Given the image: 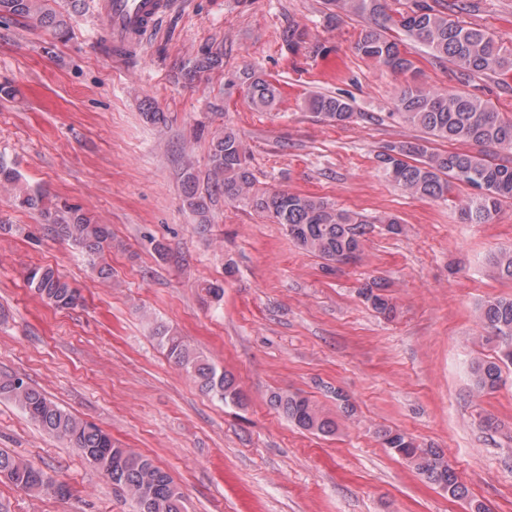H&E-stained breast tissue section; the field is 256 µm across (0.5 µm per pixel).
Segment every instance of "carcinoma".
<instances>
[{
  "label": "carcinoma",
  "mask_w": 512,
  "mask_h": 512,
  "mask_svg": "<svg viewBox=\"0 0 512 512\" xmlns=\"http://www.w3.org/2000/svg\"><path fill=\"white\" fill-rule=\"evenodd\" d=\"M336 11L354 16L363 23L355 51L377 66L396 72H408L413 63L399 49L390 32L399 30L414 37L438 59H446L466 76H486L498 70L512 69V51L500 45L482 28L462 24L447 12L423 0L409 12L393 15L387 0H333ZM1 18H30L63 38L67 21L56 11L42 6L40 0H0ZM222 66V56L204 47L185 69L191 80L201 72ZM245 87L248 103L256 112L273 110L280 97L275 83L254 69L237 73ZM309 109L324 120L342 125L352 119L351 105L342 98L316 95ZM398 116L421 128L425 136L415 141L391 142L382 147L377 160L385 176L405 192L430 199L451 200L457 183L467 184L475 193L461 206L460 214L469 224H487L494 220L501 204L512 199V163H496L491 151L512 153V120H504L493 105L478 95L451 91L433 92L422 85H408L396 97ZM438 140L473 145L476 151H438ZM208 180L224 200L245 203L256 212L267 214L283 225L297 247L324 261L331 271L333 263L357 259L364 249L367 220L361 215L336 207L322 197L299 195L284 190L258 191L248 161V149L231 127L213 136L210 143ZM0 184L19 189L21 205L41 211L59 237L78 245L91 258L97 279L112 278L108 255L112 252V229L97 224L77 207L62 214L44 207L45 192L21 185V175L0 166ZM184 194L188 207L208 223L207 204L198 195L196 178L185 173ZM494 272L500 279L512 281V248L493 257ZM26 286L44 304L55 309H72L82 302L80 291L50 265L32 264L25 270ZM360 295L385 317L394 306L383 293V286L372 283ZM481 339L495 344L497 358L471 361L469 374L479 395L497 389L503 368L512 365V297H491L479 307ZM154 333L170 360L190 374L200 391L226 404H244L242 392L233 374L217 368L173 330L158 324ZM0 398L11 400L33 422L65 445L75 449L112 485L121 489L133 505V512H187L186 499L170 474L153 460L130 448L116 444L112 435L93 423L63 410L45 394L15 375H0ZM270 405L294 426L313 434H336V418L316 402L300 393L274 392ZM381 443L406 461L428 482L459 500H469L470 512H485L482 503L469 499L468 488L460 481L440 448H424L407 433L393 429L378 432ZM0 480L29 494L65 495L58 491L62 483L33 462L0 449Z\"/></svg>",
  "instance_id": "1"
}]
</instances>
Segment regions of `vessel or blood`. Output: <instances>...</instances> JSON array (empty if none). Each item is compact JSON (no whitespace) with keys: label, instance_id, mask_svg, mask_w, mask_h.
Wrapping results in <instances>:
<instances>
[{"label":"vessel or blood","instance_id":"1","mask_svg":"<svg viewBox=\"0 0 512 512\" xmlns=\"http://www.w3.org/2000/svg\"><path fill=\"white\" fill-rule=\"evenodd\" d=\"M171 6L172 0H102L100 13L112 39L113 57L131 58Z\"/></svg>","mask_w":512,"mask_h":512}]
</instances>
